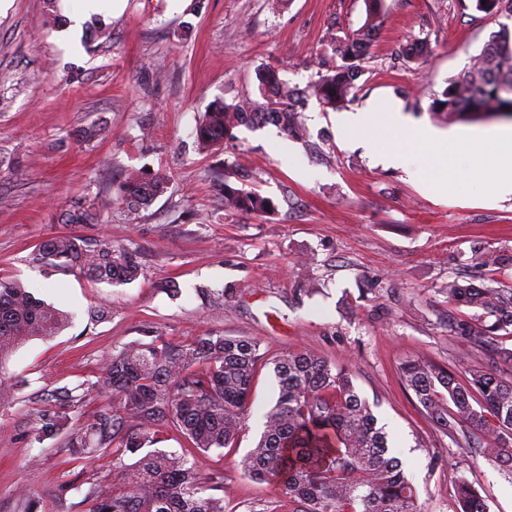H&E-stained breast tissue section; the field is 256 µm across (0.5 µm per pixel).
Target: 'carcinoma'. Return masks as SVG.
<instances>
[{
    "instance_id": "carcinoma-1",
    "label": "carcinoma",
    "mask_w": 512,
    "mask_h": 512,
    "mask_svg": "<svg viewBox=\"0 0 512 512\" xmlns=\"http://www.w3.org/2000/svg\"><path fill=\"white\" fill-rule=\"evenodd\" d=\"M475 10L512 19V0H473ZM366 20L334 47L339 63L309 87L326 109H336L355 93L361 64L371 53L382 23V0H365ZM409 58L424 67L431 47L424 39L408 44ZM512 79V28L500 24L481 52L455 77L429 111L476 119L494 116L495 81ZM261 100L220 103L196 128L199 143L220 146L239 126L274 123L289 135L304 136L301 98L275 69L257 74ZM166 189L160 173L144 172L120 185V203L134 214ZM224 206L245 214L267 211L271 201L245 187L224 184ZM92 204L77 202L65 213L67 224H90ZM33 260L107 284L130 283L141 274L136 253L107 236L79 239L55 236L44 241ZM448 299L481 310L475 323L456 324L499 358L512 361V349L496 344L495 333L512 325V289L465 288L448 282ZM69 321L60 310L36 301L24 286L0 280V403L11 397L12 354L33 338L55 336ZM264 364L260 342L213 333L169 342L159 336L112 351L90 389L112 393V412L82 426L71 424L69 410L86 397L81 386L55 390L58 406L46 409L32 442L63 437V447L86 458L110 452L119 463L155 442L150 430L160 421L179 428L190 444L182 452L153 451L124 470L120 491L92 483L83 501L89 512H224V500L205 493L200 459L214 449L233 446L246 425L257 370ZM278 394L265 415V430L242 460L244 474L277 487L292 512H420L418 492L402 462L393 455L384 428L377 426L349 367L315 355L289 352L273 360ZM401 380L423 413L453 441L494 444L512 463V381L483 369L465 371L459 380L447 367L427 359L402 364ZM478 400H473V394ZM453 408H448V405ZM460 512H488L479 493L465 480L457 483Z\"/></svg>"
}]
</instances>
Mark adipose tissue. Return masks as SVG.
<instances>
[{"label": "adipose tissue", "instance_id": "adipose-tissue-1", "mask_svg": "<svg viewBox=\"0 0 512 512\" xmlns=\"http://www.w3.org/2000/svg\"><path fill=\"white\" fill-rule=\"evenodd\" d=\"M380 109L384 124L400 127L402 135L397 140L389 141L384 133L375 134L371 144L375 148L376 163L395 166L403 156L411 153L425 156L435 165L442 163L449 147L454 144L453 137L439 133L430 134L420 126L407 123L398 105L384 103ZM488 140L496 144V154L490 155L484 151L483 145ZM468 152V163L460 177L461 184L486 181L495 193L512 194V165L505 166L501 163L502 158H512V127L496 130L486 136L473 135Z\"/></svg>", "mask_w": 512, "mask_h": 512}]
</instances>
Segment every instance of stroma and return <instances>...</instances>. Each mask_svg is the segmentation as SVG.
<instances>
[{"instance_id": "35a3bbf8", "label": "stroma", "mask_w": 512, "mask_h": 512, "mask_svg": "<svg viewBox=\"0 0 512 512\" xmlns=\"http://www.w3.org/2000/svg\"><path fill=\"white\" fill-rule=\"evenodd\" d=\"M65 7L0 0V278L70 315L57 336L32 339L10 359L18 385L13 402L0 406V512H26L31 499L40 512H88L81 493L61 494L62 485L118 481L111 454L81 460L61 439L32 442L52 390L95 381L112 349L212 331L257 339L270 358L306 350L351 367L421 512H458L462 479L489 512H512V467L438 432L400 380L402 363L416 357L512 380V361L450 331L475 310L446 292L452 280L512 287V195L481 183L440 194L435 186L448 169L414 154L400 167L376 164L370 148L349 147L351 131L313 98L302 114L307 138L267 124L237 127L215 150L196 142L212 104L258 98L256 75L265 68L304 91L335 64L336 39L364 24L365 0H113L101 20L107 42L92 34L96 18L60 26ZM382 13L347 111L373 124V104L393 101L408 121L461 140L512 125L428 110L500 17L476 11L472 0H384ZM414 38L434 49L421 69L401 54ZM91 126L98 136L79 140ZM145 170L165 174L168 188L132 221L118 187ZM221 174L269 198L272 209H223ZM84 199L97 223H62ZM60 234L107 235L136 248L143 273L127 284H96L33 263L38 246ZM489 251L507 266H484ZM277 391L272 366L262 367L235 447L201 460V480L218 485L226 512L288 508L275 486L240 467Z\"/></svg>"}]
</instances>
